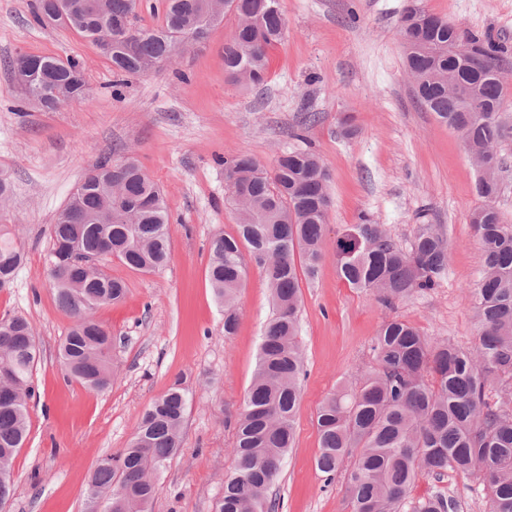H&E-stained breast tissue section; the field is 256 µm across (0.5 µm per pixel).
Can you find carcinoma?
Masks as SVG:
<instances>
[{
  "label": "carcinoma",
  "instance_id": "obj_1",
  "mask_svg": "<svg viewBox=\"0 0 512 512\" xmlns=\"http://www.w3.org/2000/svg\"><path fill=\"white\" fill-rule=\"evenodd\" d=\"M63 7L64 23L87 38L112 35L105 57L117 75H141L173 58L174 45L205 37L231 15L236 26L224 42V71L243 86L265 82L268 51L280 43L286 20L280 0H162V24L130 34L122 20L138 0H36L33 20ZM426 11L407 6L402 19L405 66L417 104L461 135L478 167L485 204L471 215L484 263L473 290L479 325L475 347L432 342L399 319H386L372 339L377 366L342 383L317 413L318 470L343 479L350 512H399L419 474L471 473L482 485L489 512H512V407L486 400L490 384L512 379V227L494 199L499 192L498 148L509 134L502 109L509 98L501 69L507 46L465 34L442 16L425 30ZM35 83L64 82L83 74L80 62L35 56ZM237 177L227 185L242 201L238 232L210 242L208 278L224 306V333H234L237 293L247 274L245 256L263 269L274 313L262 333L253 381L244 399L232 448L234 468L224 480L216 512H271L267 491L295 442V412L303 357L297 342L302 279L312 280L323 260L330 197L329 174L319 156L296 149L266 170L240 153L224 158ZM87 222L74 224L71 209ZM168 211L159 187L136 160L99 163L76 187L51 225L47 274L58 307L72 319L59 346L66 374L89 390L112 382V336L94 311L123 298V282L105 271L113 255L129 268L150 272L169 254ZM339 277L351 288L390 304L432 287L448 266L447 241L422 224L410 249L397 247L384 225L362 218L335 243ZM23 264L21 245L0 226V286H11ZM40 349L29 321L0 319V508L14 492L13 460L29 430L28 400ZM186 393L173 385L146 409L129 446L97 466L88 489L89 512L103 494L109 512H147L158 485L154 474L181 448ZM455 502L435 494L412 512H454Z\"/></svg>",
  "mask_w": 512,
  "mask_h": 512
}]
</instances>
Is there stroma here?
I'll use <instances>...</instances> for the list:
<instances>
[{"mask_svg": "<svg viewBox=\"0 0 512 512\" xmlns=\"http://www.w3.org/2000/svg\"><path fill=\"white\" fill-rule=\"evenodd\" d=\"M411 2L460 31L506 44L503 77L512 88V0H280L286 35L271 49L258 87L224 75L234 17L172 61L120 82L91 39L34 24V0H0V172L13 182L10 197L0 200V224L12 225L26 257L12 287L0 290V318L26 317L40 348L29 435L13 462L6 512H87L99 462L127 447L145 409L178 379L188 394L182 448L159 472L150 512H215L272 313L264 274L249 265L237 329L224 333V309L207 274L213 236L237 231L221 159L246 153L270 169L295 148L323 160L331 207L322 266L301 288L304 374L295 444L269 496L275 512H349L342 481H326L315 464L324 399L375 366L372 339L386 319L464 349L478 336L472 290L482 249L470 216L484 200L460 135L415 103L400 35ZM22 54L79 60L85 98L39 110L6 66ZM348 115L356 133L346 138L341 122ZM130 155L167 200L170 259L150 274L107 263L127 294L95 312L112 334L114 377L107 389L92 391L67 379L58 360L71 320L45 272L50 226L100 161ZM363 214L405 250L419 224L437 226L448 268L433 288L387 306L340 279L334 241ZM475 487V478L461 473L418 475L401 512L436 492L453 497L456 512H487Z\"/></svg>", "mask_w": 512, "mask_h": 512, "instance_id": "35a3bbf8", "label": "stroma"}]
</instances>
